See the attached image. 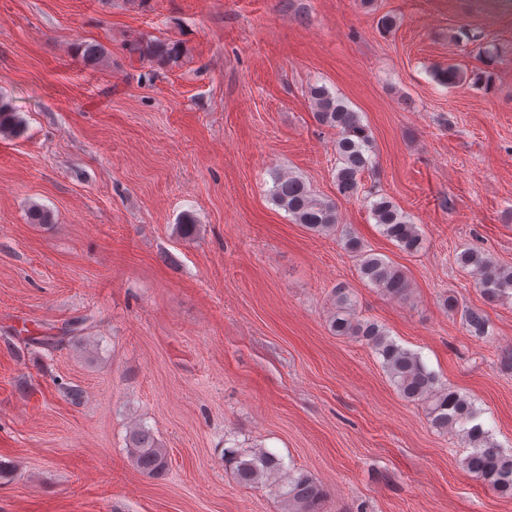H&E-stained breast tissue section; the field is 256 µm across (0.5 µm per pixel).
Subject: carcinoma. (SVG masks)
Returning a JSON list of instances; mask_svg holds the SVG:
<instances>
[{"mask_svg":"<svg viewBox=\"0 0 512 512\" xmlns=\"http://www.w3.org/2000/svg\"><path fill=\"white\" fill-rule=\"evenodd\" d=\"M128 54L161 65L175 64L183 47L174 42L136 40L127 45ZM438 81L454 86L465 81L464 74L450 65L436 73ZM309 95L317 121L336 131V191L346 200L361 191L362 175L376 166L373 139L360 113L352 110L323 84H313ZM23 121L14 106L0 97V136H18ZM270 198L293 220L315 233L337 229L336 204L317 197L301 178L272 173ZM370 211L383 236L403 252L422 249L423 236L417 225L387 196L375 197ZM344 249L358 262L360 277L390 298L404 299L410 291L406 273L399 266L366 249L353 232L342 233ZM459 267L473 278V285L489 300L512 298V268L499 265L485 251L470 245L460 246L455 254ZM465 331L476 337H489V319L478 308L461 311ZM84 320L72 322L60 336L31 338V342L53 348L64 340L77 339ZM329 330L336 336H350L366 345L380 360L400 395L423 405L430 424L441 431H454L470 448L461 467L501 496L512 497V454L507 455L490 439V431L478 421L479 412L470 398L439 380L421 356L399 345L381 324L359 317L353 294L346 288L334 289V311ZM132 462L144 474L161 478L168 471V451L153 431L140 424L128 436ZM224 463L237 481L253 487L274 488L284 512H321L327 496L322 484L309 472L287 468L281 458L264 448H237L224 451Z\"/></svg>","mask_w":512,"mask_h":512,"instance_id":"cac0c4a2","label":"carcinoma"}]
</instances>
